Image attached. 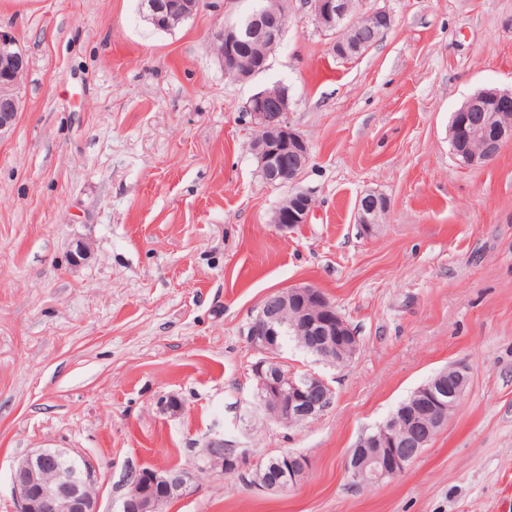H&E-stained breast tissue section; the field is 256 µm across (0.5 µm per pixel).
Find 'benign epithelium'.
<instances>
[{
	"instance_id": "benign-epithelium-1",
	"label": "benign epithelium",
	"mask_w": 512,
	"mask_h": 512,
	"mask_svg": "<svg viewBox=\"0 0 512 512\" xmlns=\"http://www.w3.org/2000/svg\"><path fill=\"white\" fill-rule=\"evenodd\" d=\"M202 0H142L141 9L147 20L157 26H169L193 18ZM302 6L323 29L348 19L349 0H303ZM269 14L259 9L245 18L227 21L213 36L217 57L226 76L245 81L266 69V62L240 72L235 50L252 34L271 46L278 45L287 27V15ZM27 70L25 54L17 47L13 34L0 30V132L13 126L20 102L16 89ZM496 104L493 112L485 111V101ZM251 100L264 111L257 114L256 135L252 153L266 176L292 189L275 211L273 223L283 232L305 224L315 208L313 197L293 188L300 173L310 163L307 140L288 124L289 99L278 97L268 88L256 93ZM459 121L449 126L453 141L465 140L470 150L462 155L461 164L480 168L493 160L500 151L512 144V91L490 90L488 95H474L457 112ZM390 203L376 192L361 195L355 206V220L362 231L373 234L382 223ZM293 336L304 337V345L326 364L343 365L353 359L359 349V339L336 306L313 285L292 286L267 295L246 329V341L251 349L262 354L252 365L255 381L256 407L271 419L286 425L308 423L332 404L334 392L319 374L308 372L295 380H283L273 370L282 361L278 356L276 336L283 325ZM469 384L468 369L455 363L431 378L415 391L418 399L414 413L407 416L406 425L394 428L399 412L392 413L370 434L362 437L347 461V471L357 484L377 483L406 472L415 453L427 447L456 409ZM77 453L67 448H37L17 461L12 472L15 512H100L98 476L89 460L76 462ZM292 478L286 483L271 480L263 474V463L255 464V483L271 491L285 490L300 480L308 470V461L301 455L286 453ZM203 467L219 473L240 468L250 461L247 450L236 448L224 437L212 438L201 455ZM191 473L172 469L140 470L127 479V492L115 512H160L163 505L180 500L192 493Z\"/></svg>"
}]
</instances>
